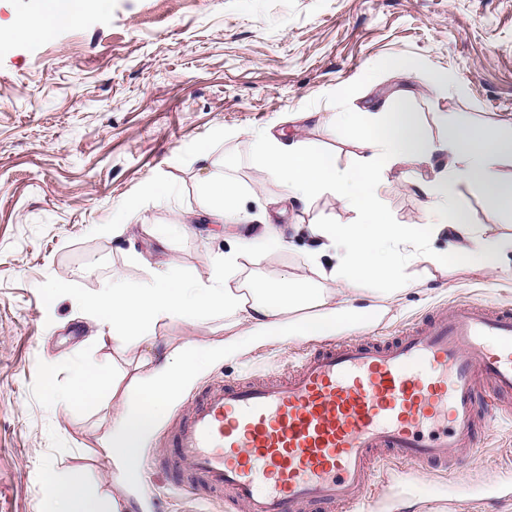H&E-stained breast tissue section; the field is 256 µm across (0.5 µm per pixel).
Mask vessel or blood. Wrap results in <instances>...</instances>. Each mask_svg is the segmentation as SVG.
Instances as JSON below:
<instances>
[{
	"label": "vessel or blood",
	"instance_id": "vessel-or-blood-1",
	"mask_svg": "<svg viewBox=\"0 0 512 512\" xmlns=\"http://www.w3.org/2000/svg\"><path fill=\"white\" fill-rule=\"evenodd\" d=\"M512 393V310L438 307L393 341L328 342L286 378L217 384L171 436L181 483L246 512L367 501L379 452L455 466Z\"/></svg>",
	"mask_w": 512,
	"mask_h": 512
}]
</instances>
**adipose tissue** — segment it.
I'll use <instances>...</instances> for the list:
<instances>
[{
    "mask_svg": "<svg viewBox=\"0 0 512 512\" xmlns=\"http://www.w3.org/2000/svg\"><path fill=\"white\" fill-rule=\"evenodd\" d=\"M109 5L110 0H33L30 9L0 20V49L47 37L74 24L85 10L104 12ZM440 120L449 135L437 143L401 90L363 117L334 113L327 119L331 130L357 137L361 165L356 169L338 168L333 154L304 140L278 136L267 128L248 131L259 171L278 180L288 199L307 204L330 195L357 214L353 224L307 227L315 241L310 265L322 277L342 283L333 296L304 277L284 288L238 280L249 248L277 250L286 239L264 215L244 208L236 183L211 172L209 142L196 144L191 159L207 172L198 185L202 213L211 223L230 224L240 232L229 250L213 260L207 278L173 266L138 281L116 275L87 300L101 332L109 334L118 349L140 351L138 372L122 390L109 363L89 366L75 361L70 365L69 388L53 391L52 397L67 410L96 408L103 398L122 394L123 407L99 441L101 457L116 469L119 479L116 489L98 493L84 480L47 470L46 512H125L121 489L141 479L140 450L157 425L161 400L176 397L206 364L224 359L236 348L232 342L191 341L157 354L156 329L161 322L202 326L221 315L230 326L243 327L246 343L274 336H327L335 332L337 321L377 312L386 294L383 282L395 278L401 266L426 260L425 239L442 232L452 239L460 261L512 277V234H492L470 223L448 190L464 180L497 207L512 211V181H505L500 170L504 161H512V134L445 112ZM393 164L428 170V178L412 183L426 199L428 223L389 222L379 199L392 185L385 169ZM326 255L331 261L325 265L321 259Z\"/></svg>",
    "mask_w": 512,
    "mask_h": 512,
    "instance_id": "obj_1",
    "label": "adipose tissue"
}]
</instances>
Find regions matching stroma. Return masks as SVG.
<instances>
[{
	"label": "stroma",
	"mask_w": 512,
	"mask_h": 512,
	"mask_svg": "<svg viewBox=\"0 0 512 512\" xmlns=\"http://www.w3.org/2000/svg\"><path fill=\"white\" fill-rule=\"evenodd\" d=\"M409 60L413 69L393 64ZM454 86L435 89V75ZM408 89L432 139L445 137L437 113L512 131V0H111L104 14L49 37L0 50V512H44L45 468L82 473L102 490L114 471L95 450L121 398L101 409L63 410L51 388L67 385V363L113 362L131 379L137 355L100 336L83 297L120 275L146 278L175 266L206 277L228 243L220 224L195 222L204 173L190 150L209 141L226 175L245 189L249 210H266L288 244L245 261L240 277L284 283L309 274L310 241L299 224H351L353 211L331 196L308 205L284 198L253 164L245 130L286 132L336 152L356 167L354 139L288 114L365 112ZM390 177L382 206L396 224H423L422 197ZM166 179V204L145 203L121 237L94 233L120 201ZM470 223L512 233V213L478 188L456 184ZM187 218L159 245L142 230ZM429 261L405 266L412 287L393 292L379 317L341 325V337L397 338L426 312L464 301L512 308V278L475 270L448 250L447 235L426 244ZM66 289L55 299L47 291ZM159 342L234 341L223 318L200 328L159 324ZM320 338L257 340L206 367L161 408L141 451L143 479L126 486L129 512H228L220 497L177 488L168 466L171 432L212 385L287 376ZM479 424L476 447L454 470L387 458L372 488L377 512H512V398Z\"/></svg>",
	"instance_id": "stroma-1"
}]
</instances>
